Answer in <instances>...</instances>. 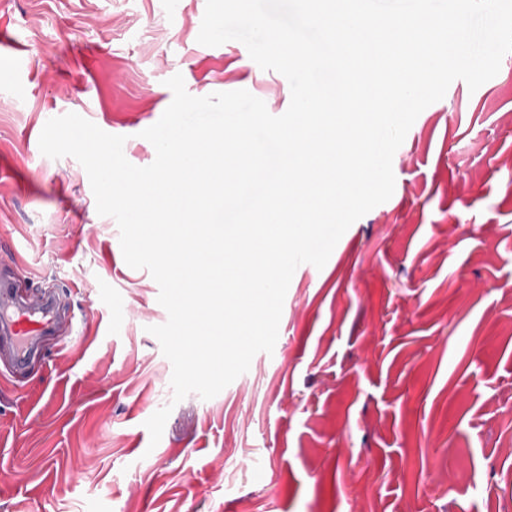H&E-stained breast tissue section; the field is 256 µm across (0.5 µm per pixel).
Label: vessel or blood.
<instances>
[{
  "mask_svg": "<svg viewBox=\"0 0 512 512\" xmlns=\"http://www.w3.org/2000/svg\"><path fill=\"white\" fill-rule=\"evenodd\" d=\"M66 322L57 294L22 292L14 271H0V362H8L10 374L22 373L48 338L60 337Z\"/></svg>",
  "mask_w": 512,
  "mask_h": 512,
  "instance_id": "obj_1",
  "label": "vessel or blood"
}]
</instances>
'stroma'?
<instances>
[{
    "mask_svg": "<svg viewBox=\"0 0 512 512\" xmlns=\"http://www.w3.org/2000/svg\"><path fill=\"white\" fill-rule=\"evenodd\" d=\"M204 11L0 0V263L74 318L24 376H0V512H512V53L419 114L391 198L323 268L295 270L273 352L176 403L149 332L167 320L157 283L126 264L82 165L39 137L74 112L149 165L140 133L176 74L283 114L288 80L241 42L199 44Z\"/></svg>",
    "mask_w": 512,
    "mask_h": 512,
    "instance_id": "1",
    "label": "stroma"
}]
</instances>
